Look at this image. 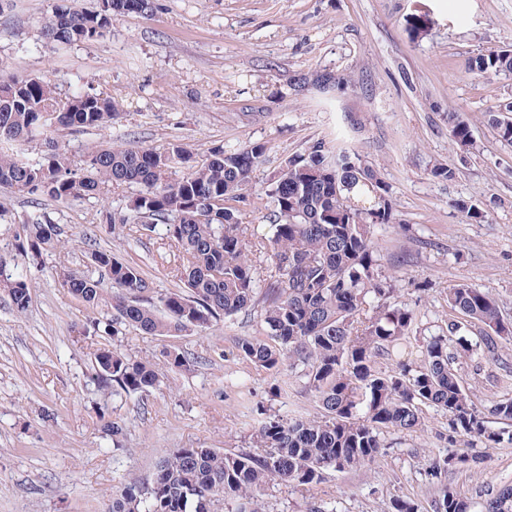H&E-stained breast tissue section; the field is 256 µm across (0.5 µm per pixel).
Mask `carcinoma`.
<instances>
[{"label":"carcinoma","mask_w":512,"mask_h":512,"mask_svg":"<svg viewBox=\"0 0 512 512\" xmlns=\"http://www.w3.org/2000/svg\"><path fill=\"white\" fill-rule=\"evenodd\" d=\"M140 1L142 15H151L154 0H100L96 10L79 6V0H60L44 18L42 35L64 45L101 38L112 17L134 13ZM466 68L481 76L512 73V50L473 55ZM119 115L109 96L77 92L62 99L39 77L0 82V186L61 202L93 195L108 183L138 187L129 212H114L110 221L139 224L149 232L161 228L163 238L179 249L187 293L159 294L158 304H145L149 282L109 250L94 253L92 262L112 279V294L102 296L97 280L70 271L60 273L61 286L92 308L111 310L103 333L114 337L128 328L151 336L202 331L258 305L268 339H240V355L267 371L302 369L324 414L262 422L252 442L264 449L261 454L175 448L150 487H127L112 499L109 512H214L223 500L234 501L235 512H267L261 498L266 484L306 485L329 468L369 465L383 452L384 434L422 426L424 406L448 414L444 440L450 447L503 440V426L512 424V398L479 410L464 386L458 355L449 351L453 342L465 352L488 354L504 342L512 344V322L501 318L488 292L468 284L450 289L448 306L459 319L448 322V334L424 340L417 361H399L390 371L377 368L378 358L398 356L414 317L390 302L395 285L379 272L373 228L391 222L393 206L374 167L348 149L332 159L321 141L287 159L265 191L273 206V233L256 247L270 250L275 274L263 290L248 254V227L233 203L246 198L264 144L241 151L217 146L201 160L183 146L159 152L139 144L112 145L89 151L83 173L72 169L67 151L51 139L39 156H24L22 146L51 129L103 130ZM448 123L453 140L469 145V126L454 113ZM176 169L181 176L174 178ZM361 185L375 192L371 209L348 204ZM68 243L56 225L35 214L23 224L15 250L38 260ZM0 288L17 311L27 309L30 283L6 273L2 260ZM464 321L480 325L470 340L458 335ZM95 364L98 387L114 396L147 395L159 384L154 363L108 345L96 350ZM480 461L476 453L432 460L434 512H512V486L479 503L442 483L448 470Z\"/></svg>","instance_id":"cac0c4a2"}]
</instances>
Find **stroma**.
I'll list each match as a JSON object with an SVG mask.
<instances>
[{
	"label": "stroma",
	"instance_id": "stroma-1",
	"mask_svg": "<svg viewBox=\"0 0 512 512\" xmlns=\"http://www.w3.org/2000/svg\"><path fill=\"white\" fill-rule=\"evenodd\" d=\"M55 2L0 0V78L41 76L60 96L90 88L119 104L109 129L54 133L73 168L100 144L181 145L202 159L219 145L264 143L239 209L265 238L272 206L264 191L284 161L318 140L348 148L378 170L392 201L393 219L375 226L373 240L396 302L415 316L405 358L417 360L423 337L447 325L457 284L488 291L512 321V145L489 121L512 98V74L465 68L469 56L512 47V0H154L152 16L113 17L106 37L70 46L42 37ZM419 15L428 23L416 34L409 21ZM318 71L341 85L295 90V79ZM452 112L468 122L469 146L451 138ZM441 166L452 179L434 176ZM136 194L106 184L91 198L45 197L36 206L0 188V257L31 285L22 312L0 289V512H107L124 486L148 484L171 449L234 452L251 446L264 417L321 413L302 374L266 372L239 354L237 339L267 336L256 308L203 332L126 329L114 347L152 360L161 383L141 398L98 391L94 352L108 340L97 323L108 311L68 293L56 271L90 275L110 294L111 280L91 260L108 249L138 267L154 293L176 290V249L106 217ZM460 199L479 207L480 221L456 210ZM33 213L58 224L73 246L38 262L19 255L14 239ZM169 350L190 369H171ZM462 375L478 407L512 397V345L494 357L467 354ZM423 417L416 432L386 434L371 465L329 470L306 486L266 485L267 512H393L402 500L432 512L437 491L426 472L430 459L450 452L439 440L448 418L431 407ZM115 419L125 425L120 451L104 429ZM482 455L480 465L448 472L462 498L480 501L512 485V442Z\"/></svg>",
	"mask_w": 512,
	"mask_h": 512
}]
</instances>
